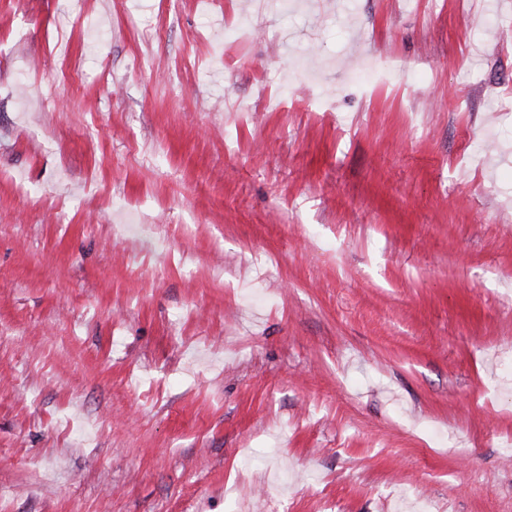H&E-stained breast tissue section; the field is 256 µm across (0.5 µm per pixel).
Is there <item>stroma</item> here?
I'll list each match as a JSON object with an SVG mask.
<instances>
[{
    "label": "stroma",
    "instance_id": "1",
    "mask_svg": "<svg viewBox=\"0 0 512 512\" xmlns=\"http://www.w3.org/2000/svg\"><path fill=\"white\" fill-rule=\"evenodd\" d=\"M293 4L0 0V512H512V0Z\"/></svg>",
    "mask_w": 512,
    "mask_h": 512
}]
</instances>
